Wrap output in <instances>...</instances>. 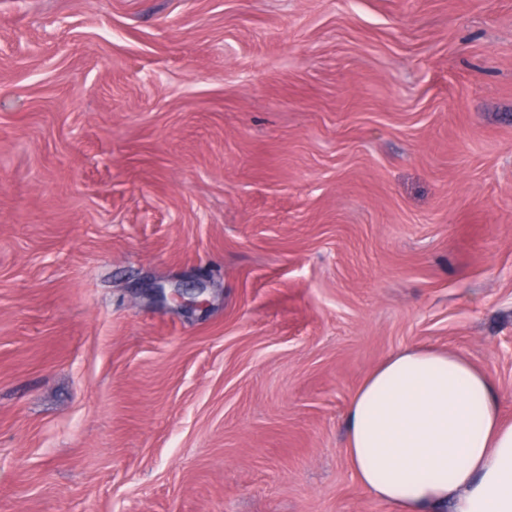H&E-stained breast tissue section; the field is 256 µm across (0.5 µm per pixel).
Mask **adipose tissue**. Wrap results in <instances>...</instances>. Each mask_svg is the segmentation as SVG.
I'll list each match as a JSON object with an SVG mask.
<instances>
[{
  "mask_svg": "<svg viewBox=\"0 0 512 512\" xmlns=\"http://www.w3.org/2000/svg\"><path fill=\"white\" fill-rule=\"evenodd\" d=\"M346 458L395 512H512V423L490 376L464 356L409 347L353 395Z\"/></svg>",
  "mask_w": 512,
  "mask_h": 512,
  "instance_id": "adipose-tissue-1",
  "label": "adipose tissue"
}]
</instances>
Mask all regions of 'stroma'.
<instances>
[{
	"instance_id": "35a3bbf8",
	"label": "stroma",
	"mask_w": 512,
	"mask_h": 512,
	"mask_svg": "<svg viewBox=\"0 0 512 512\" xmlns=\"http://www.w3.org/2000/svg\"><path fill=\"white\" fill-rule=\"evenodd\" d=\"M410 346L512 422V0H0V512H392ZM169 293L171 299L179 304L186 305H202L205 299H200L206 292L207 286L202 281L194 282L191 288H184L181 284H175L170 287ZM189 295L190 298L186 299L185 296Z\"/></svg>"
}]
</instances>
